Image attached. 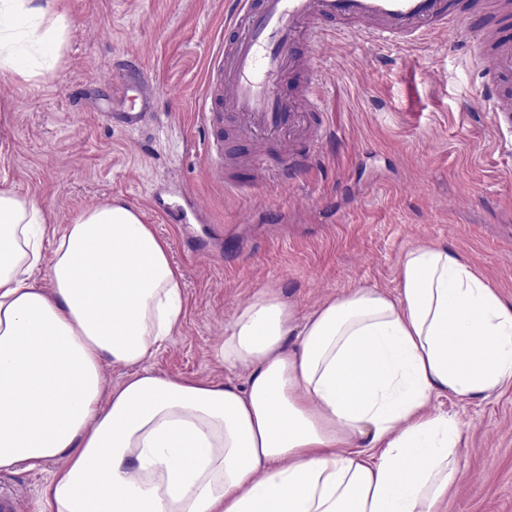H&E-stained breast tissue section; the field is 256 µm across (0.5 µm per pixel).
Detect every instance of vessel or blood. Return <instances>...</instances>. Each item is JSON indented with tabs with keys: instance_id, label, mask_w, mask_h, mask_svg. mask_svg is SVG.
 <instances>
[{
	"instance_id": "obj_1",
	"label": "vessel or blood",
	"mask_w": 512,
	"mask_h": 512,
	"mask_svg": "<svg viewBox=\"0 0 512 512\" xmlns=\"http://www.w3.org/2000/svg\"><path fill=\"white\" fill-rule=\"evenodd\" d=\"M327 20L350 21L371 39L406 41L468 24L453 0H226L225 33L207 60L201 108L217 155L214 181L224 180L219 126L226 115L244 137L277 139V181L314 165L330 133L324 97L314 85L301 100L282 93L279 83L295 63L302 24ZM465 52L480 60L479 100L491 101L492 112L512 121V92L499 85L512 75V41L485 30Z\"/></svg>"
}]
</instances>
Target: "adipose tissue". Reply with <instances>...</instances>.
Returning <instances> with one entry per match:
<instances>
[{"mask_svg":"<svg viewBox=\"0 0 512 512\" xmlns=\"http://www.w3.org/2000/svg\"><path fill=\"white\" fill-rule=\"evenodd\" d=\"M68 36L60 0H0V74L52 75ZM50 221L0 186V471L56 462L39 512H440L462 429L434 401L512 386V304L448 246L407 250L392 294H255L218 349L238 386L147 366L186 302L138 210Z\"/></svg>","mask_w":512,"mask_h":512,"instance_id":"1","label":"adipose tissue"}]
</instances>
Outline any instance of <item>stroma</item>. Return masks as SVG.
<instances>
[{
	"label": "stroma",
	"mask_w": 512,
	"mask_h": 512,
	"mask_svg": "<svg viewBox=\"0 0 512 512\" xmlns=\"http://www.w3.org/2000/svg\"><path fill=\"white\" fill-rule=\"evenodd\" d=\"M70 35L52 76L0 75V184L30 195L54 223L117 198L170 246L186 314L149 359L167 378L243 383L215 356L254 294L278 291L308 312L351 289L394 291L399 260L420 244L456 249L512 303V127L475 96L470 31L417 44L364 40L352 26L314 46L281 86L321 81L331 136L292 183L238 166L234 192L210 182L198 119L204 63L224 28V0H64ZM149 103L145 126H113ZM183 218L163 224L157 211ZM463 429L462 476L441 512H512V386L486 400L440 397ZM54 469L0 472L29 512Z\"/></svg>",
	"instance_id": "obj_1"
}]
</instances>
